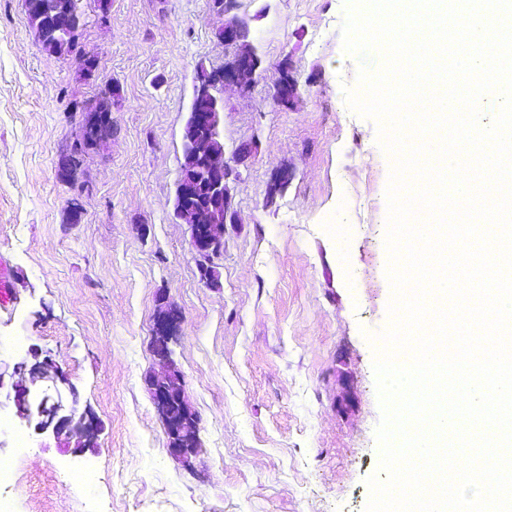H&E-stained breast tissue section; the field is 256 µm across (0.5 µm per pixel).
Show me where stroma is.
I'll return each mask as SVG.
<instances>
[{"label": "stroma", "mask_w": 512, "mask_h": 512, "mask_svg": "<svg viewBox=\"0 0 512 512\" xmlns=\"http://www.w3.org/2000/svg\"><path fill=\"white\" fill-rule=\"evenodd\" d=\"M82 5L77 48L57 57L21 0H0V459L15 469L0 498L14 512H365L380 465L374 361L393 297L395 161L345 92L384 53L345 51L348 0H240L260 75L249 92L225 90L219 131L225 154L243 142L253 153L231 183L235 221L209 288L174 199L196 70L228 54L224 17L212 0H111L105 15ZM286 58L299 81L289 109L270 92ZM114 85L111 131L63 175L77 108ZM163 297L182 312L170 348L199 418L186 463L169 456L146 386ZM34 351L100 423L92 447L17 416L13 367Z\"/></svg>", "instance_id": "1"}]
</instances>
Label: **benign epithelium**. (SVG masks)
<instances>
[{
	"instance_id": "1",
	"label": "benign epithelium",
	"mask_w": 512,
	"mask_h": 512,
	"mask_svg": "<svg viewBox=\"0 0 512 512\" xmlns=\"http://www.w3.org/2000/svg\"><path fill=\"white\" fill-rule=\"evenodd\" d=\"M238 0H224L222 13L228 15L221 35L224 44L233 49L224 62V66L207 72L205 78L198 82L196 97H216L226 87H235L242 92L251 89L260 67V58L255 50L242 42V31L247 22L236 14ZM273 97L280 104L290 107L298 98L297 81L293 72L279 75L273 85ZM112 116L95 105L82 110L79 127L89 129L97 140L110 130ZM214 113L209 105L194 102L184 128L183 146H193L200 159L202 169L207 175L224 174V182L215 181L210 186L209 195H204L203 186L196 180H179L176 189V210L181 219L188 223L190 243L195 257L200 281L209 286L213 283L215 259L219 258L224 248V225L213 224L207 220L205 209L216 207L221 203L229 204L230 178L236 174L224 154L214 153L208 146L206 134L213 128ZM181 321V312L172 306L160 307L154 317V355L164 365V372L149 380V392L154 404L161 410L165 431L168 437V454L171 458L183 461L188 458L199 442V421L191 410L184 391V375L171 357L169 348L174 331ZM35 363L27 365L19 362L13 375H29L33 379L49 381L52 385L65 383L57 366L47 360H38L32 354ZM30 390L15 384V405L18 416L27 421H35L34 429L52 431L57 438H69L76 435L90 442L94 435V422L86 415H78L75 410L64 413L61 394L56 398L47 396L33 406L29 400Z\"/></svg>"
}]
</instances>
